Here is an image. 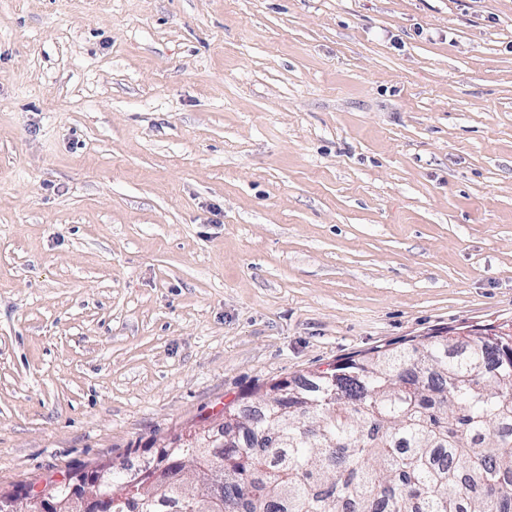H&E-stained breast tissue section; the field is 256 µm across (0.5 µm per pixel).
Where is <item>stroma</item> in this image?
<instances>
[{"instance_id": "1", "label": "stroma", "mask_w": 512, "mask_h": 512, "mask_svg": "<svg viewBox=\"0 0 512 512\" xmlns=\"http://www.w3.org/2000/svg\"><path fill=\"white\" fill-rule=\"evenodd\" d=\"M505 325L512 0H0V493Z\"/></svg>"}]
</instances>
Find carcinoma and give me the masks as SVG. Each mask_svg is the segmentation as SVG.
Listing matches in <instances>:
<instances>
[{
    "instance_id": "cac0c4a2",
    "label": "carcinoma",
    "mask_w": 512,
    "mask_h": 512,
    "mask_svg": "<svg viewBox=\"0 0 512 512\" xmlns=\"http://www.w3.org/2000/svg\"><path fill=\"white\" fill-rule=\"evenodd\" d=\"M250 406L110 512H512V328L376 348ZM224 437L217 447L216 436Z\"/></svg>"
}]
</instances>
